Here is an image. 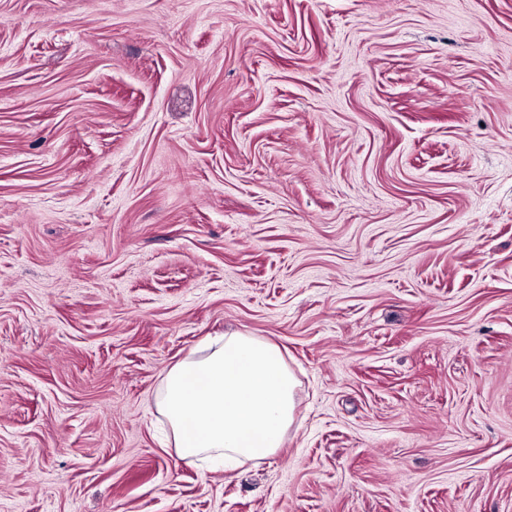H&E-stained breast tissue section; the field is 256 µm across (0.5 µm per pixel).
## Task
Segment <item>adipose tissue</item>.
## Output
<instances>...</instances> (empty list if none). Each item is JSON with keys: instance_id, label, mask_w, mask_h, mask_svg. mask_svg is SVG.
<instances>
[{"instance_id": "ef3b65f1", "label": "adipose tissue", "mask_w": 512, "mask_h": 512, "mask_svg": "<svg viewBox=\"0 0 512 512\" xmlns=\"http://www.w3.org/2000/svg\"><path fill=\"white\" fill-rule=\"evenodd\" d=\"M203 348V357L167 372L156 398L176 448L227 468L269 457L295 420L296 381L280 348L244 335L211 339Z\"/></svg>"}]
</instances>
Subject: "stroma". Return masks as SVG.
<instances>
[{
	"label": "stroma",
	"mask_w": 512,
	"mask_h": 512,
	"mask_svg": "<svg viewBox=\"0 0 512 512\" xmlns=\"http://www.w3.org/2000/svg\"><path fill=\"white\" fill-rule=\"evenodd\" d=\"M234 333L224 471L155 398ZM0 512H512V0H0ZM166 374L156 405L184 457L234 467L280 448L295 420L296 381L280 348L255 336L210 339Z\"/></svg>",
	"instance_id": "obj_1"
}]
</instances>
